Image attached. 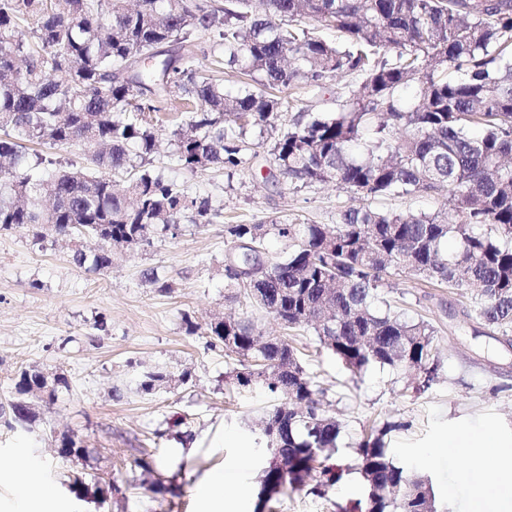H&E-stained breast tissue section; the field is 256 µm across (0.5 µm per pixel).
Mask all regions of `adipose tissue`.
<instances>
[{"mask_svg": "<svg viewBox=\"0 0 512 512\" xmlns=\"http://www.w3.org/2000/svg\"><path fill=\"white\" fill-rule=\"evenodd\" d=\"M441 444L469 459L474 469L491 466L496 472L492 489L495 512H512V431L492 438L480 425L452 427ZM0 487L10 494L5 503L7 512H73L63 489L44 480L38 459L27 449H15L8 461L0 462ZM250 493V486L245 484L239 487L236 498L225 497L224 472L220 469L212 471L196 487L200 512H238L239 499Z\"/></svg>", "mask_w": 512, "mask_h": 512, "instance_id": "obj_1", "label": "adipose tissue"}]
</instances>
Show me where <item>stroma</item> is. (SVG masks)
Listing matches in <instances>:
<instances>
[{
	"instance_id": "1",
	"label": "stroma",
	"mask_w": 512,
	"mask_h": 512,
	"mask_svg": "<svg viewBox=\"0 0 512 512\" xmlns=\"http://www.w3.org/2000/svg\"><path fill=\"white\" fill-rule=\"evenodd\" d=\"M358 82L357 76L341 74L321 92L288 88L280 96L292 115L335 113ZM153 118L159 142L151 166L207 198L221 216L211 224H182L175 233L156 234L151 246L135 252L113 250L112 266L101 274L71 264L70 239L50 233L37 244L23 230L0 233V401L11 397L14 378L26 366L64 374L70 382L53 403H37L32 431L0 426V460L24 447L39 457L43 477L58 485H67L76 472L90 480L110 479L106 498L82 500L83 512H198L192 489L220 468L226 496H234L239 484L251 486L253 494L239 512H252L260 488V418L272 399L261 388L235 389L229 380L234 362L223 348L210 347L205 326L231 314L252 319L270 336L283 329L228 288L224 227L274 218L333 224L351 200L332 183L301 186L284 179L268 153L269 134L255 129L247 134L250 149L237 170L184 168L172 135L175 113L165 109ZM150 271L158 284L147 281ZM389 282L388 297L408 318L434 326L438 377L425 390L420 377L388 368L354 380L313 330L296 331L293 346L323 389L325 407L344 423L339 457L350 472L322 497L289 492L278 512H337L338 506L352 505L361 488L357 444L369 425L387 421L396 425L386 438L393 459L428 474L452 512H477L474 482L462 476L455 449L438 442L452 424L512 428V346L474 334V322L462 316L469 299L459 291L410 274ZM101 319L107 323L102 331L96 327ZM191 322L198 326L193 334L187 331ZM158 365L191 377L153 395L137 392L136 373ZM117 386L124 391L119 399L112 395ZM175 414L185 419L187 442L167 433ZM64 433L74 435L85 455L56 456L55 441ZM182 444L192 454L168 472L169 452ZM145 447L169 493L147 490L138 464Z\"/></svg>"
}]
</instances>
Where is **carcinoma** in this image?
<instances>
[{
    "label": "carcinoma",
    "instance_id": "1",
    "mask_svg": "<svg viewBox=\"0 0 512 512\" xmlns=\"http://www.w3.org/2000/svg\"><path fill=\"white\" fill-rule=\"evenodd\" d=\"M0 0V232L43 229L60 237L109 238L98 251L72 250L94 271L112 266V247L140 250L159 230L210 224L208 202L147 167L156 146L152 114L172 94L185 117L174 131L187 168H236L253 127L275 134L280 175L310 184L334 181L364 200L446 192L452 208L432 213L349 206L328 224H230L225 276L253 307L284 328L310 327L353 378L374 367L413 370L427 387L437 377L434 329L411 321L381 295L388 278L412 271L471 292L464 315L494 339L512 334V0ZM31 21V36L18 30ZM315 23L312 28L303 26ZM212 31L218 67L259 77L264 90L224 91L199 75L196 54L160 55ZM336 33L330 40L323 32ZM60 78H50V73ZM340 73L360 77L349 108L300 112L285 126V103L265 89L324 88ZM483 127L469 134L472 124ZM75 147L81 167H63L51 150ZM287 250L245 275L269 234ZM458 241L448 251V238ZM210 345L237 362L233 385L266 388L276 398L263 439L254 512L273 496L309 487L323 496L347 467L337 458L342 424L323 391L282 336L249 319L216 317ZM178 376L154 367L135 378L151 394ZM62 375L18 372L0 402L4 426L32 424L33 399L55 400ZM386 422L357 444L361 498L356 512H447L428 477L394 462ZM85 452L70 436L62 458ZM109 485L69 477L76 499L102 497Z\"/></svg>",
    "mask_w": 512,
    "mask_h": 512
}]
</instances>
